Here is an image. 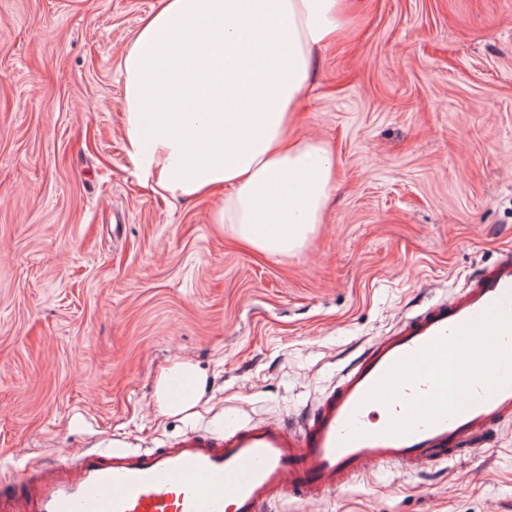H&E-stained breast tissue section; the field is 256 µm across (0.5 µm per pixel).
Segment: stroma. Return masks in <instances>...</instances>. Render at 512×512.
I'll return each instance as SVG.
<instances>
[{
    "instance_id": "stroma-1",
    "label": "stroma",
    "mask_w": 512,
    "mask_h": 512,
    "mask_svg": "<svg viewBox=\"0 0 512 512\" xmlns=\"http://www.w3.org/2000/svg\"><path fill=\"white\" fill-rule=\"evenodd\" d=\"M293 134L336 183L268 256L154 193L119 63L161 0H0V482L68 448H157L313 405L374 340L512 257V0H363ZM206 377L167 413L175 365ZM273 512H512V420L469 455ZM172 377H185L190 381V392L187 396L170 395L168 379L161 380L159 396L166 411H181L193 406L203 395L205 379L195 367L188 364H179L172 369Z\"/></svg>"
}]
</instances>
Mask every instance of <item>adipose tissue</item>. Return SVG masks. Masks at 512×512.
<instances>
[{
  "label": "adipose tissue",
  "mask_w": 512,
  "mask_h": 512,
  "mask_svg": "<svg viewBox=\"0 0 512 512\" xmlns=\"http://www.w3.org/2000/svg\"><path fill=\"white\" fill-rule=\"evenodd\" d=\"M347 0H163L122 54L124 150L154 192L223 189L211 213L274 256L313 233L334 184L321 141L289 133L315 46Z\"/></svg>",
  "instance_id": "adipose-tissue-1"
}]
</instances>
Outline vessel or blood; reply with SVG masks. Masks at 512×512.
<instances>
[{"label":"vessel or blood","instance_id":"vessel-or-blood-1","mask_svg":"<svg viewBox=\"0 0 512 512\" xmlns=\"http://www.w3.org/2000/svg\"><path fill=\"white\" fill-rule=\"evenodd\" d=\"M497 304L512 310V259L372 342L303 417L190 434L152 450L73 448L0 484V512H268L288 497L335 493L381 467L454 459L512 419V384L488 396L477 393L456 415L403 436L384 429L390 417L406 413L408 399L427 394L430 383L404 385L401 398L387 405L365 395L395 362ZM351 419L364 435L346 442Z\"/></svg>","mask_w":512,"mask_h":512}]
</instances>
